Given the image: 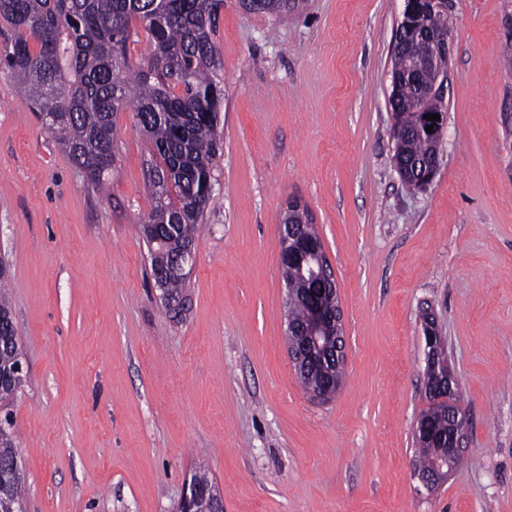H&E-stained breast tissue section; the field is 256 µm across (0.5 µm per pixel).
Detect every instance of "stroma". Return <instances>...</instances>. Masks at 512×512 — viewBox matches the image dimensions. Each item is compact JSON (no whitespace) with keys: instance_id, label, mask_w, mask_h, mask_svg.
Returning a JSON list of instances; mask_svg holds the SVG:
<instances>
[{"instance_id":"1","label":"stroma","mask_w":512,"mask_h":512,"mask_svg":"<svg viewBox=\"0 0 512 512\" xmlns=\"http://www.w3.org/2000/svg\"><path fill=\"white\" fill-rule=\"evenodd\" d=\"M439 174L392 164V46L404 0H224L217 184L186 305L169 312L140 219L151 147L116 118L88 183L0 75V253L28 363L15 403L26 512H174L206 469L224 512H512V0H449ZM305 204L336 270L344 384L305 393L285 342L280 220ZM448 340L464 455L412 469L424 312Z\"/></svg>"}]
</instances>
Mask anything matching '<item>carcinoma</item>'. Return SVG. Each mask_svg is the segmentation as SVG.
Wrapping results in <instances>:
<instances>
[{"mask_svg":"<svg viewBox=\"0 0 512 512\" xmlns=\"http://www.w3.org/2000/svg\"><path fill=\"white\" fill-rule=\"evenodd\" d=\"M223 0H0V26L9 34L0 47V70L41 116L86 180L102 185L115 158V125L130 111L153 148L148 176L152 207L142 224H153L155 244L148 246L152 274L171 269L183 248L192 245L214 196V159L223 144L220 112L224 87L216 77L217 49L212 34ZM304 0H263L261 11L282 15ZM142 27L151 51L133 64L126 45ZM448 26V11L431 9L398 30L391 88L394 112L419 106L445 108L435 95L421 100L436 77L417 68L430 56L426 31ZM430 142L413 130L403 140L408 162L431 156ZM305 263L281 265L283 281L305 292L313 287ZM186 278L177 273L159 283L167 309L183 308ZM24 357L7 296L0 292V404L12 406L27 377L15 372ZM343 376L336 361L301 378L308 391L319 382ZM458 400L425 409L432 435L416 448L415 466L426 472L442 460L448 412ZM191 480L199 486L194 512H209L218 487L204 471ZM25 483L14 432L0 433V512H22Z\"/></svg>","mask_w":512,"mask_h":512,"instance_id":"cac0c4a2","label":"carcinoma"}]
</instances>
